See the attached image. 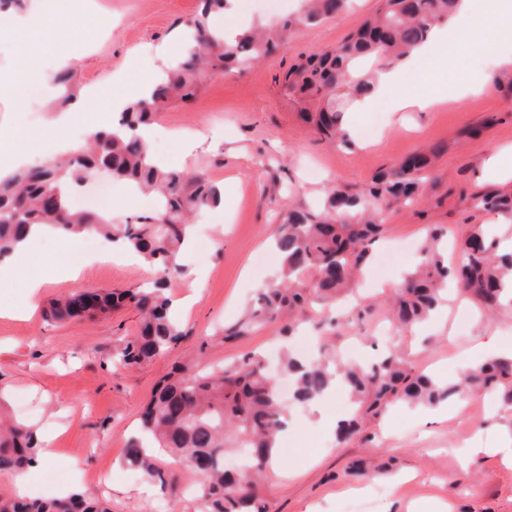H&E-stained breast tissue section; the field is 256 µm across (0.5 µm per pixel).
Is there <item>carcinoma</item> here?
Instances as JSON below:
<instances>
[{
    "label": "carcinoma",
    "instance_id": "carcinoma-1",
    "mask_svg": "<svg viewBox=\"0 0 512 512\" xmlns=\"http://www.w3.org/2000/svg\"><path fill=\"white\" fill-rule=\"evenodd\" d=\"M232 0H201L200 11L187 21L193 46L167 67L146 94L126 104L110 129L94 135L66 157L0 176V258L16 252L35 229L60 234H90L139 253L156 270L151 288L81 289L49 302L48 322L93 321L131 305L141 315L139 331L123 338L113 358L125 366L151 361L185 335L170 315L168 287L184 274L180 262L192 222L221 203L216 184L202 173L153 163L151 146L139 131L171 101L188 102L200 88V76L244 70L286 45L297 29L331 18L348 0H304V10L278 24H253L234 39L214 27L212 15L229 9ZM458 0H380L376 14L347 34L334 48L292 63L281 76L291 111L322 139L349 144L342 127L344 104L368 95L376 74L394 66L410 49L425 43L432 27L448 19ZM58 101L75 97L72 76L53 78ZM445 151L438 143L409 161L381 171L359 188L326 190L315 207L290 206L273 238L281 275L262 289L241 319L224 328L226 342L254 329L273 325L295 330L314 304L334 308L352 291L357 273L371 258L384 230V213L395 204L410 205L424 194L419 174ZM158 206L138 222L114 224L99 212L74 208L70 196L99 167ZM472 207L512 214V192L492 190L472 197ZM447 231L433 225L421 248L420 261L396 291L389 311L402 332L429 320L437 311L442 287L453 283L492 311L505 281H512V253H500L483 226L471 224L459 239L465 262L448 264L438 245ZM283 368L294 380L293 396L306 404L329 391L340 377L355 405L340 422L336 436L346 443L365 431L395 401L435 405L462 391L501 389L512 402V360L499 359L466 372L447 385L413 372L393 352L369 367L336 361V352L300 360L285 355ZM283 428L280 394L262 355L252 351L219 367L194 370L178 366L157 384L140 417V433L131 440L125 462L151 480L161 478L155 449L200 476L199 512H267L258 482L272 464ZM229 448L248 449L240 469L224 470ZM39 448L34 432L22 423L0 420V471L17 472L34 460ZM0 512H111L97 497L74 492L61 498L0 497Z\"/></svg>",
    "mask_w": 512,
    "mask_h": 512
}]
</instances>
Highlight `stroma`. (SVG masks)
Here are the masks:
<instances>
[{
  "label": "stroma",
  "instance_id": "35a3bbf8",
  "mask_svg": "<svg viewBox=\"0 0 512 512\" xmlns=\"http://www.w3.org/2000/svg\"><path fill=\"white\" fill-rule=\"evenodd\" d=\"M95 35L82 42L63 31H33L19 43L0 17V71H13L24 46L41 47L45 66L56 55H77L73 67L78 94L93 106L113 97L138 99L145 83L181 59L184 21L199 9V0H72ZM378 0H350L335 18L291 35L277 54L241 73L206 78L189 104L172 103L157 114L154 148L166 165L204 171L223 194L222 204L198 215L194 245L182 258L187 274L172 281L169 294L178 299L196 293L192 309L179 312L184 337L155 360L124 367L112 358L119 339L133 335L139 324L134 308L96 321L51 324L39 311L27 318L0 317V415L31 424L57 454L56 466L29 472V497L53 495L68 485L106 498L111 512H198L192 470L167 459L157 464L167 486L146 481L128 467L124 454L143 404L158 380L175 365L224 364L250 351L266 356L285 409L283 453L296 476L268 470L261 494L268 512H407L410 503L435 512V501L450 512H512V468L498 448L512 439V410L495 393H474L465 402L449 398V415L434 418L431 409L398 405L372 427L373 441L338 443L331 423L348 414V398L323 397L319 411L293 398L289 378L272 348L275 327L254 330L244 339L224 342L222 332L255 301L263 285L279 274V257L268 240L291 202H312L332 184L361 187L381 170L426 146L443 143L447 150L427 178L426 197L416 205L395 207L385 216L386 232L378 250H399L390 267L371 264L360 283L358 302L372 307L364 319L344 315L335 327H310L312 344L348 349L352 360H374L386 347L397 346L416 370L447 382L459 372L466 353L496 336L512 340V307L487 316L472 301L448 294L441 310L444 326L428 324L392 339L379 335L386 325L391 282L400 280L418 261L417 247L429 226L448 230V261L461 254L456 241L470 224L499 223L498 215L473 210L471 197L488 189H512L485 164L493 153L512 151V69L479 64L458 50L445 75L459 94L449 105L428 112L394 115L384 105L370 112H346L350 145L322 141L289 109L279 77L293 62L333 48L368 16ZM490 78L481 94H462L477 74ZM27 78L0 93V129H13L28 150L56 154L54 135L46 124L53 107L52 87L39 99L28 96ZM73 205L109 214L113 221L147 213L145 198L113 181L105 196L93 187L79 189ZM84 237H40L5 262L11 279L0 288V306L20 309L27 303L25 285L44 278L38 303L46 305L77 289L135 288L149 283L150 269L119 261L99 262L75 278L71 255ZM481 441L485 452L464 459V446ZM78 459L80 474L66 464ZM391 461L382 477L358 478L351 462Z\"/></svg>",
  "mask_w": 512,
  "mask_h": 512
}]
</instances>
